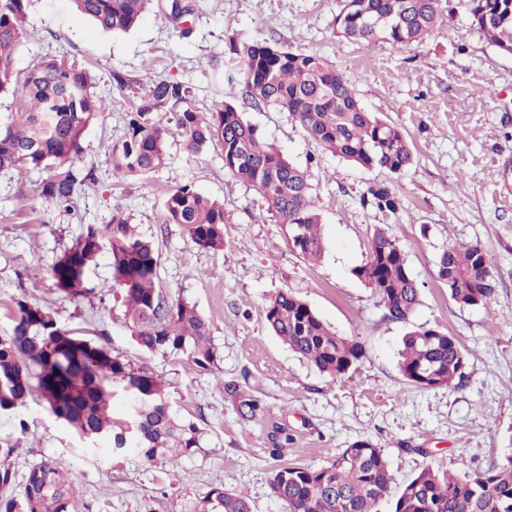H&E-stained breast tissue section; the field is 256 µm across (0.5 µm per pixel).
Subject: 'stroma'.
Segmentation results:
<instances>
[{
  "mask_svg": "<svg viewBox=\"0 0 512 512\" xmlns=\"http://www.w3.org/2000/svg\"><path fill=\"white\" fill-rule=\"evenodd\" d=\"M187 2L193 11L181 19L171 17L169 0H155L131 31L95 33L68 0H29L30 35L16 69L66 56L92 72L96 93L112 108L81 141L78 164L93 181L72 211L47 206L38 191L42 173L0 175V336L13 331L16 300L48 308L62 325L161 377L172 413L198 425L200 446L174 467L145 462L134 451L113 455L104 443L89 448L34 396L0 413V465L13 474L0 499L18 495L30 467L51 460L70 473L73 512H185L213 487L246 490L254 512H285L269 486L274 462L321 466L360 438L383 449L399 485L427 465L483 471L512 455V396L505 390L512 383V55L472 29L462 0H451L445 21L408 48H366L341 37L334 21L343 0ZM271 40L340 71L366 111L403 131L414 163L397 175L365 169L324 151L287 113L252 107L244 81L225 80L234 65L229 45ZM116 72L125 89H117ZM156 75L190 86L202 110L232 95L245 120L307 171L322 219L319 262L289 248L261 195L225 172L220 148L192 154L173 138L161 170L114 177L105 147L124 139L130 107ZM382 181L402 201L397 213L361 203ZM185 185L223 200V250L197 249L180 225L167 223L164 199ZM116 214L155 244L161 293L182 296L209 322L217 351L210 370L138 345L114 296L108 253L90 269L89 293L78 300L65 298L47 277V265L82 225L103 226ZM377 224L400 240L421 288L406 322L388 319L352 273ZM451 241L486 251L495 285L490 309L449 299L437 260ZM282 289L306 301L337 335L360 342L355 369L331 378L270 332L263 307ZM420 326L459 338L466 354L461 384L421 389L403 380L402 339ZM222 379L245 383L263 414L241 420L224 399Z\"/></svg>",
  "mask_w": 512,
  "mask_h": 512,
  "instance_id": "obj_1",
  "label": "stroma"
}]
</instances>
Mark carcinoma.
Wrapping results in <instances>:
<instances>
[{
    "instance_id": "carcinoma-1",
    "label": "carcinoma",
    "mask_w": 512,
    "mask_h": 512,
    "mask_svg": "<svg viewBox=\"0 0 512 512\" xmlns=\"http://www.w3.org/2000/svg\"><path fill=\"white\" fill-rule=\"evenodd\" d=\"M153 0H70L96 31L126 32ZM471 27L503 54L512 55V0H465ZM27 0H0V95L10 93L17 111L0 114V173L47 172L39 185L50 207H72L89 174L77 166L87 128L109 102L94 91L90 72L63 56L15 69L27 38ZM448 0H344L335 24L342 37L369 47L381 40L420 43L439 26ZM251 104L288 112L324 150L367 169L398 174L414 161L411 144L395 125L367 112L349 81L324 59L277 42L233 48ZM177 137L189 153L221 148L224 170L255 188L282 225L288 245L307 261L321 258L318 213L307 173L268 143L232 101L198 110L189 87L167 77L150 79L131 111L126 138L106 146L116 177L148 176L165 160ZM362 204L396 213L401 200L386 183L375 184ZM166 222L182 226L206 251L224 250V202L185 185L167 195ZM108 249L125 317L138 342L151 352L185 354L200 369L216 359L208 322L180 297L156 288L159 255L151 240L123 218L99 227L86 224L70 248L48 265L55 288L67 297L87 294L86 276ZM438 278L460 307L489 308L495 293L486 252L479 244L448 243L437 263ZM393 321H406L420 303L404 248L376 224L369 253L354 269ZM265 321L288 347L320 372L337 379L363 356L360 343L339 336L302 299L280 290L263 307ZM399 370L411 385L450 386L461 379L466 356L457 337L419 327L403 338ZM224 399L245 421L263 413L257 397L235 381H221ZM37 395L50 411L90 443L106 440L112 452L134 449L146 462L170 465L199 445V429L171 413L161 378L112 355L103 345L67 328L43 307L16 302L11 335L0 337V411L21 407ZM394 478L382 448L358 439L320 467L280 464L270 489L286 512H374ZM76 491L60 466L42 461L30 468L20 499L0 502V512H70ZM190 512H252L247 493L214 487L195 496ZM394 512H512V457L484 471L458 473L427 465L398 493Z\"/></svg>"
}]
</instances>
